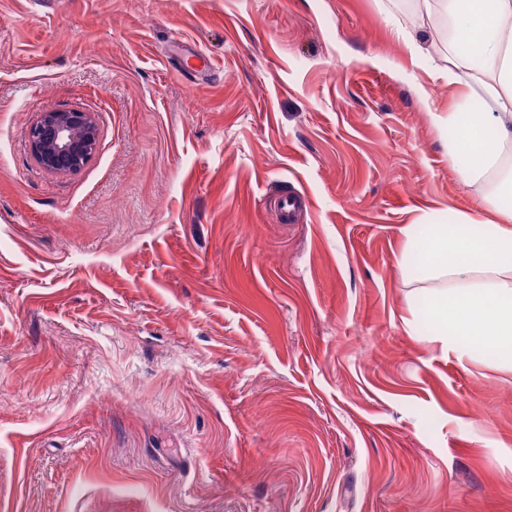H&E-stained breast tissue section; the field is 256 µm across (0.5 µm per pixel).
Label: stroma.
<instances>
[{
	"mask_svg": "<svg viewBox=\"0 0 512 512\" xmlns=\"http://www.w3.org/2000/svg\"><path fill=\"white\" fill-rule=\"evenodd\" d=\"M416 10L0 0V512H512V369L404 326V228L484 193ZM98 143L95 114L58 107L40 112L28 129V146L40 167L52 174H72L94 156Z\"/></svg>",
	"mask_w": 512,
	"mask_h": 512,
	"instance_id": "35a3bbf8",
	"label": "stroma"
}]
</instances>
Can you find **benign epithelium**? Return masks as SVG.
Segmentation results:
<instances>
[{
  "instance_id": "benign-epithelium-1",
  "label": "benign epithelium",
  "mask_w": 512,
  "mask_h": 512,
  "mask_svg": "<svg viewBox=\"0 0 512 512\" xmlns=\"http://www.w3.org/2000/svg\"><path fill=\"white\" fill-rule=\"evenodd\" d=\"M98 143L95 114L49 107L28 129V146L40 167L52 174H72L94 156Z\"/></svg>"
}]
</instances>
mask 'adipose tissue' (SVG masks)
<instances>
[{"mask_svg":"<svg viewBox=\"0 0 512 512\" xmlns=\"http://www.w3.org/2000/svg\"><path fill=\"white\" fill-rule=\"evenodd\" d=\"M453 37L448 65L435 64L431 45L412 27L392 21L411 62L460 88L454 108L437 112V126L452 130L448 163L465 183L488 186L485 216L451 209L429 224L404 229L400 264L413 268L434 336L458 358L493 354L512 366V208L492 184L512 180V0H442Z\"/></svg>","mask_w":512,"mask_h":512,"instance_id":"adipose-tissue-1","label":"adipose tissue"}]
</instances>
